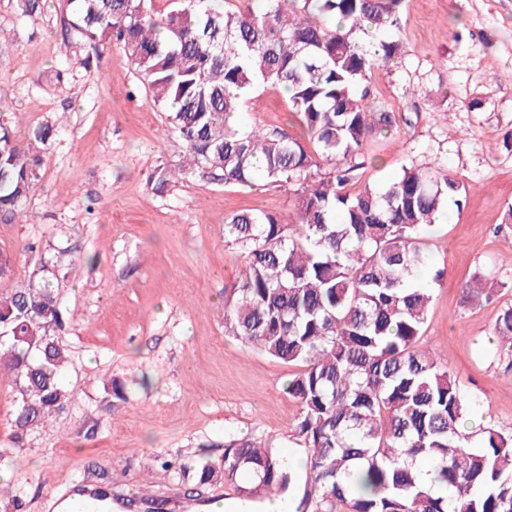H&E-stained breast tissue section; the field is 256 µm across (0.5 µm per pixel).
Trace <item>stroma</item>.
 <instances>
[{
  "mask_svg": "<svg viewBox=\"0 0 512 512\" xmlns=\"http://www.w3.org/2000/svg\"><path fill=\"white\" fill-rule=\"evenodd\" d=\"M395 36L400 58L368 84L374 107L394 112L396 124L363 149L362 178L443 164L465 186L461 209L423 244L445 277L422 343L473 399L477 420L512 432V359L490 342L512 300L501 289L512 282V0H403ZM241 119L303 135L277 89L255 90ZM0 123L23 146L35 127L56 129L33 145L40 178L21 211L0 215V255L11 263L0 291L32 276L53 288L67 314L61 382L72 395L18 441L21 396L0 380V448L12 485L26 490L17 503L1 497L0 512H44L84 479L111 488L112 512H128L147 472L146 489L183 512L215 500L239 512L231 487L185 498L159 462L221 461L229 437L296 452L300 407L286 391L296 366L224 332V291L243 268L224 224L247 209L294 216L295 187L228 186L184 166L183 141L124 50L69 39L59 0H42L30 17L18 0H0ZM160 168L176 177L159 192L150 176ZM474 276L488 296L470 302L460 284Z\"/></svg>",
  "mask_w": 512,
  "mask_h": 512,
  "instance_id": "obj_1",
  "label": "stroma"
}]
</instances>
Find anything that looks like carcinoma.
<instances>
[{"instance_id":"carcinoma-1","label":"carcinoma","mask_w":512,"mask_h":512,"mask_svg":"<svg viewBox=\"0 0 512 512\" xmlns=\"http://www.w3.org/2000/svg\"><path fill=\"white\" fill-rule=\"evenodd\" d=\"M143 2L62 0L84 42L122 46L191 164L226 185L301 186L294 221L249 209L224 224L244 259L224 289L225 333L300 367L286 387L306 458L295 512H512V433L470 426V399L420 345L441 278L419 279L421 241L444 209L461 207L465 187L440 167L363 183L353 163L395 124V113L374 110L366 80L400 56L390 33L402 0H175L164 23ZM257 86L288 90L312 149L231 121ZM342 160L310 179L319 162ZM37 162L0 125V212L27 199ZM63 323L45 283L0 293V371L19 385V435L71 400L60 384L68 350L54 334ZM492 335L512 351V304ZM419 462L438 470L445 495L423 483ZM162 467L246 500L280 497L297 481L288 459L253 439L225 441L218 465Z\"/></svg>"}]
</instances>
